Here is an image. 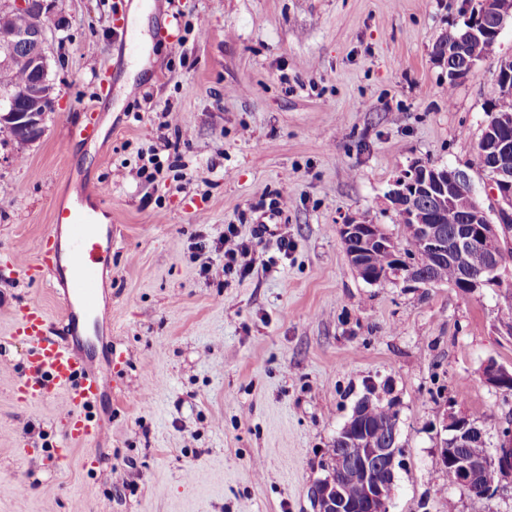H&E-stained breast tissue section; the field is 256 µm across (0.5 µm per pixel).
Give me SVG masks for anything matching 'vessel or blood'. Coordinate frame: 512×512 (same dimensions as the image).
<instances>
[{"label":"vessel or blood","mask_w":512,"mask_h":512,"mask_svg":"<svg viewBox=\"0 0 512 512\" xmlns=\"http://www.w3.org/2000/svg\"><path fill=\"white\" fill-rule=\"evenodd\" d=\"M51 231L52 257L22 268L21 274L29 279L46 273L56 277L64 334L57 338L48 335L47 317L37 304H27L21 310L12 335L27 342L29 349L19 389L34 398L50 391L64 393L66 441L93 447L110 425L95 407L112 366L83 357L73 340L81 323L99 317L101 293L112 273V234L102 230L92 213L78 203L54 205Z\"/></svg>","instance_id":"1"}]
</instances>
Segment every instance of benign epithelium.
Listing matches in <instances>:
<instances>
[{
  "mask_svg": "<svg viewBox=\"0 0 512 512\" xmlns=\"http://www.w3.org/2000/svg\"><path fill=\"white\" fill-rule=\"evenodd\" d=\"M0 9L32 13L39 19L54 18L58 27L64 20L58 15V0H0ZM512 21V0H472L464 19L461 35L442 37L441 47L434 54L436 62L448 67V80L459 83L474 72L485 58L466 56L467 44L474 40L497 39L507 21ZM465 58L461 66L453 60ZM0 67L24 68L36 76L21 93V104L10 95L0 105V130L8 132L20 144L37 140L44 131L48 113L55 111L57 96L50 79V56L46 28L37 25L23 29H0ZM512 97V69L498 62L497 83L491 101ZM512 118L491 113L482 129L476 152L487 161L482 176L485 188L494 200L485 208L477 199L469 169L450 168L431 162L415 161L395 176L387 193L390 207L403 211L407 231L420 247L437 257L451 259L457 253H471L484 262L483 273L465 272L460 288L473 294L487 284L484 275L497 276L506 260L502 238L512 222ZM457 210L462 223L445 233L430 224V219L446 208ZM338 233L350 266L365 282L377 284L390 278L427 284L418 273L414 257L397 253L392 270L377 274L371 270L367 256L375 248L390 249L392 237L384 227L363 217L351 216L339 225ZM484 382L504 395L512 394V368L488 361L482 368ZM453 431L440 446V461L448 471V480L463 488L472 487L487 467L499 470V477L512 473L507 449L512 446V420L503 428V440L496 452L472 457L462 452L476 442L485 441V432L465 415L446 416L443 430ZM382 434L397 438V427L375 428L359 421L358 409L339 430L336 439L340 449L335 458L323 463L325 477L314 486L315 512H363L377 502L390 503L396 469L401 465L402 451L395 445L378 441ZM359 468L364 476V496L354 502L346 498L336 476Z\"/></svg>",
  "mask_w": 512,
  "mask_h": 512,
  "instance_id": "7a95c632",
  "label": "benign epithelium"
}]
</instances>
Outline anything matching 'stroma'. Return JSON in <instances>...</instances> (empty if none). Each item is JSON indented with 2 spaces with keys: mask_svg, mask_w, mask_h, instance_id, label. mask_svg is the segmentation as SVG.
<instances>
[{
  "mask_svg": "<svg viewBox=\"0 0 512 512\" xmlns=\"http://www.w3.org/2000/svg\"><path fill=\"white\" fill-rule=\"evenodd\" d=\"M469 5L157 0L148 74L124 91L115 0H59L65 27L46 25L56 109L34 143L0 132V512H314L324 453L370 386L399 404L390 512H468L439 463L443 422L476 418L494 449L512 417V396L480 377L490 359L512 367L497 318L512 259L501 287L472 296L372 285L338 226L363 216L408 249L392 178L417 160L472 162L512 25L449 87L432 51ZM89 107L99 138L75 141ZM93 185L112 226L97 334L118 372L99 407L110 429L89 450L64 439L63 394L21 400L27 347L11 329L31 302L60 328L50 279L18 269L39 258L54 204ZM228 224L248 272L224 268Z\"/></svg>",
  "mask_w": 512,
  "mask_h": 512,
  "instance_id": "35a3bbf8",
  "label": "stroma"
}]
</instances>
